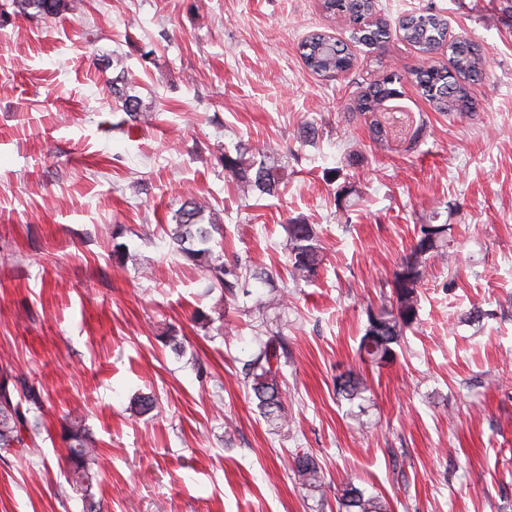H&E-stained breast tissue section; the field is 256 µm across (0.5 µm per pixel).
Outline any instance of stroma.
Wrapping results in <instances>:
<instances>
[{
	"instance_id": "1",
	"label": "stroma",
	"mask_w": 512,
	"mask_h": 512,
	"mask_svg": "<svg viewBox=\"0 0 512 512\" xmlns=\"http://www.w3.org/2000/svg\"><path fill=\"white\" fill-rule=\"evenodd\" d=\"M379 8L392 24L434 10L449 38L480 46L472 111L435 112L412 80L415 47L350 42L322 0H75L53 18L0 0V380L43 400L31 452L0 448V512H83L60 439L70 418L98 442L103 512H338L349 479L391 512H512V0ZM315 31L348 43L344 78L306 67ZM391 72L424 122L410 147L374 143L355 109ZM120 74L149 121L123 111ZM239 146L287 182L242 196L224 172ZM190 198L223 225L225 262L269 273L252 285L264 315L176 252L169 226ZM425 218L456 248L429 260L421 323L394 362L371 366L357 354L367 312ZM296 220L324 254L309 283L288 273ZM276 334L292 416L279 432L244 374ZM349 371L370 387L360 424L336 396ZM140 393L155 411L131 410ZM303 453L322 489L292 472Z\"/></svg>"
}]
</instances>
